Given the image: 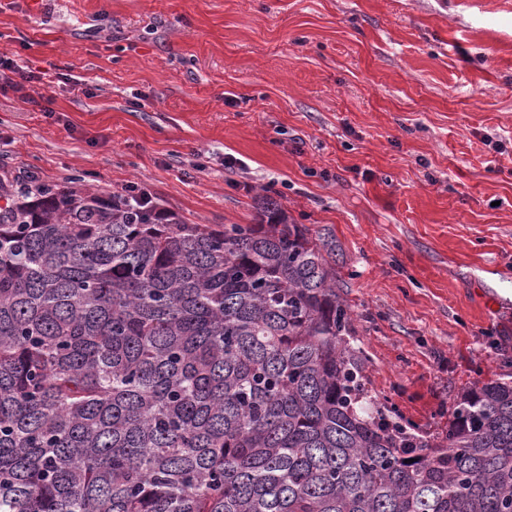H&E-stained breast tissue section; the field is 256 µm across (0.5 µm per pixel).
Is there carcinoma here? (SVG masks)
Segmentation results:
<instances>
[{
    "label": "carcinoma",
    "mask_w": 512,
    "mask_h": 512,
    "mask_svg": "<svg viewBox=\"0 0 512 512\" xmlns=\"http://www.w3.org/2000/svg\"><path fill=\"white\" fill-rule=\"evenodd\" d=\"M0 176V512H512V379L420 435L369 395L336 241Z\"/></svg>",
    "instance_id": "cac0c4a2"
}]
</instances>
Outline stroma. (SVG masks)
I'll list each match as a JSON object with an SVG mask.
<instances>
[{
    "instance_id": "35a3bbf8",
    "label": "stroma",
    "mask_w": 512,
    "mask_h": 512,
    "mask_svg": "<svg viewBox=\"0 0 512 512\" xmlns=\"http://www.w3.org/2000/svg\"><path fill=\"white\" fill-rule=\"evenodd\" d=\"M1 52L64 78L0 88V174L190 224L270 190L335 238L368 391L418 433L512 375V0H0Z\"/></svg>"
}]
</instances>
